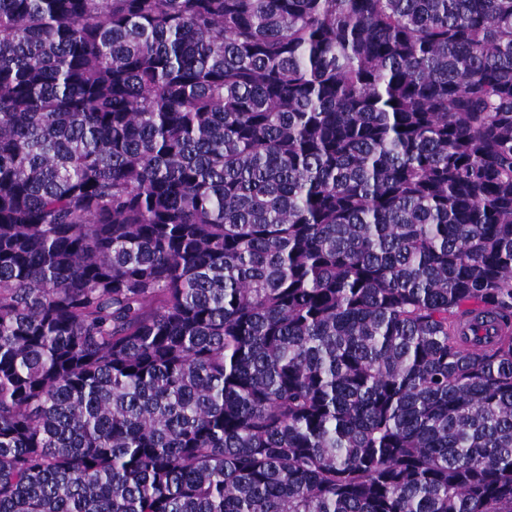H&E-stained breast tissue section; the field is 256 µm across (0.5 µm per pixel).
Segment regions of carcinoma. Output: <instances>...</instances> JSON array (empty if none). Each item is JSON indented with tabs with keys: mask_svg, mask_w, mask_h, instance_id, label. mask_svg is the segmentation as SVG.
Returning a JSON list of instances; mask_svg holds the SVG:
<instances>
[{
	"mask_svg": "<svg viewBox=\"0 0 512 512\" xmlns=\"http://www.w3.org/2000/svg\"><path fill=\"white\" fill-rule=\"evenodd\" d=\"M0 512H512V0H0Z\"/></svg>",
	"mask_w": 512,
	"mask_h": 512,
	"instance_id": "1",
	"label": "carcinoma"
}]
</instances>
